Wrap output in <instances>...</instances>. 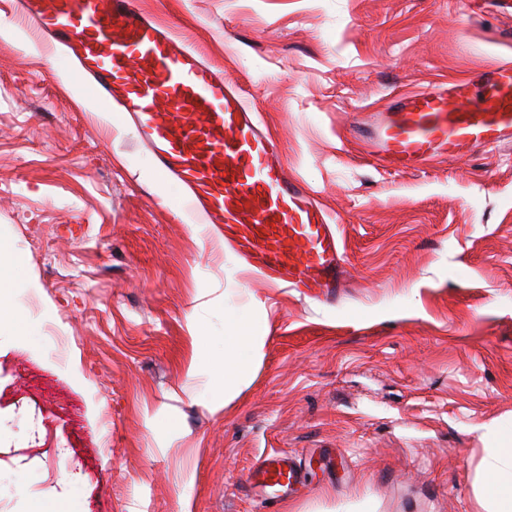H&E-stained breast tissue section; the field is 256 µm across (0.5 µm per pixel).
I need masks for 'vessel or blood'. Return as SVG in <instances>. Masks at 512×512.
Listing matches in <instances>:
<instances>
[{
    "instance_id": "vessel-or-blood-1",
    "label": "vessel or blood",
    "mask_w": 512,
    "mask_h": 512,
    "mask_svg": "<svg viewBox=\"0 0 512 512\" xmlns=\"http://www.w3.org/2000/svg\"><path fill=\"white\" fill-rule=\"evenodd\" d=\"M23 18L65 46L100 98L131 119L138 141L186 191L248 271L273 287L336 301L348 258L311 189L289 177L276 142L241 85L157 23L137 0H20ZM512 137V64L475 69L445 87L392 98L374 114L368 142L380 165L409 174ZM305 464L265 456L251 472L263 496L305 483Z\"/></svg>"
}]
</instances>
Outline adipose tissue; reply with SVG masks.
Wrapping results in <instances>:
<instances>
[{
    "instance_id": "ef3b65f1",
    "label": "adipose tissue",
    "mask_w": 512,
    "mask_h": 512,
    "mask_svg": "<svg viewBox=\"0 0 512 512\" xmlns=\"http://www.w3.org/2000/svg\"><path fill=\"white\" fill-rule=\"evenodd\" d=\"M264 334L241 323L234 310L224 312V364L220 394L232 401L252 381L260 363ZM487 477L481 487L480 501L490 512H512V438L500 441L489 451Z\"/></svg>"
}]
</instances>
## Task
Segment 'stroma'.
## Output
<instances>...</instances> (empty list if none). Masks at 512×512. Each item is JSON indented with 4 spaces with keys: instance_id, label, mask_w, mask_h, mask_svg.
I'll list each match as a JSON object with an SVG mask.
<instances>
[{
    "instance_id": "1",
    "label": "stroma",
    "mask_w": 512,
    "mask_h": 512,
    "mask_svg": "<svg viewBox=\"0 0 512 512\" xmlns=\"http://www.w3.org/2000/svg\"><path fill=\"white\" fill-rule=\"evenodd\" d=\"M138 2L243 86L335 218L349 275L334 304L243 275L177 185L157 194L134 129L0 0V240L34 300L28 335L0 328V512H336L367 494L379 512H484L488 450L512 436V142L400 175L357 126L401 92L512 63V13ZM228 308L266 340L223 406ZM277 451L308 476L270 503L247 476Z\"/></svg>"
}]
</instances>
